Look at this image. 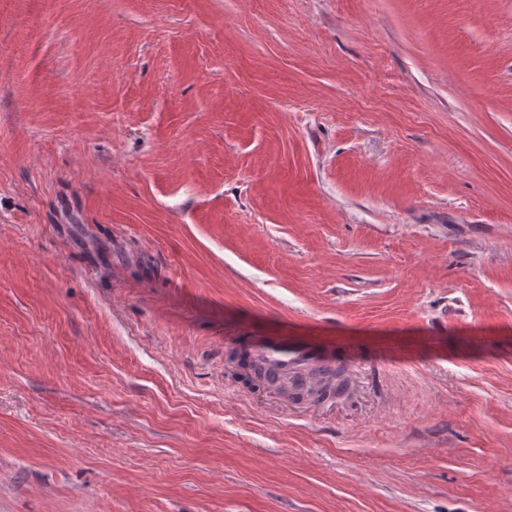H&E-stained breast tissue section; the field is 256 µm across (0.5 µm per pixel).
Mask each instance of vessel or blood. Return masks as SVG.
<instances>
[{"label": "vessel or blood", "instance_id": "b4317fda", "mask_svg": "<svg viewBox=\"0 0 512 512\" xmlns=\"http://www.w3.org/2000/svg\"><path fill=\"white\" fill-rule=\"evenodd\" d=\"M250 355L257 365L275 371L285 386L296 377L319 378L341 365L339 358L323 355L313 345L286 337L255 343Z\"/></svg>", "mask_w": 512, "mask_h": 512}]
</instances>
